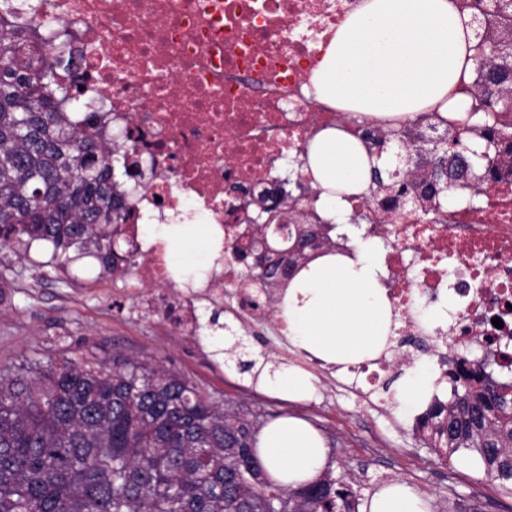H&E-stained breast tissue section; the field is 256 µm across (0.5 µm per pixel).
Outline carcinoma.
Masks as SVG:
<instances>
[{
    "label": "carcinoma",
    "mask_w": 512,
    "mask_h": 512,
    "mask_svg": "<svg viewBox=\"0 0 512 512\" xmlns=\"http://www.w3.org/2000/svg\"><path fill=\"white\" fill-rule=\"evenodd\" d=\"M485 6L464 148H454L448 130L410 138L403 122L366 129L369 156L382 158L396 141L407 160L403 168L373 167L365 199L438 212L479 199L498 165L512 162V131L499 118L512 113V52L490 55L493 46H512V0ZM0 9V244L45 242L59 263L94 258L103 272L123 274L130 254L114 243L129 217L126 186L138 163L127 162L118 141L109 147L94 126L77 124L82 98L61 82L73 61L64 29L13 18L11 0H0ZM313 193L308 184L288 196L285 262L255 263L272 239L270 225L256 218L253 248H228L269 305L292 272L335 245L333 225L306 203ZM467 362L448 371L453 398L432 400L417 429L441 458L475 452L485 474L512 491V380L485 366L468 370ZM258 432L257 416L218 405L159 366L115 357L110 365L36 359L1 368L0 512H357L355 494L330 469L314 487L266 476L248 457Z\"/></svg>",
    "instance_id": "obj_1"
}]
</instances>
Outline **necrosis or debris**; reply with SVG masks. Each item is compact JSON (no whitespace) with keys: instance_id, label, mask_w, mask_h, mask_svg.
<instances>
[{"instance_id":"1","label":"necrosis or debris","mask_w":512,"mask_h":512,"mask_svg":"<svg viewBox=\"0 0 512 512\" xmlns=\"http://www.w3.org/2000/svg\"><path fill=\"white\" fill-rule=\"evenodd\" d=\"M354 0H39L34 24L61 22L81 63L66 73L79 86L104 139L121 132L145 188L130 197L126 228L136 282L173 285L162 246L138 238L137 224L157 197L168 210L191 205L224 235L246 224L248 207L225 188L274 182L278 163L303 156L322 129L359 135L370 118L320 103L312 78L328 39ZM368 234L381 242L384 285L401 326L392 355L400 363L409 337L421 334L419 298L448 299L447 326L436 327L447 351L475 348L512 370V176L492 184L481 205L424 215L404 209L397 223L365 207ZM456 263L448 281L445 260ZM217 284L235 288L240 314L268 318L259 292L233 263Z\"/></svg>"}]
</instances>
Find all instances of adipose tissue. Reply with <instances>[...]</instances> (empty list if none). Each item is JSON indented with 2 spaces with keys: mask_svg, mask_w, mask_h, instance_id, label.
Listing matches in <instances>:
<instances>
[{
  "mask_svg": "<svg viewBox=\"0 0 512 512\" xmlns=\"http://www.w3.org/2000/svg\"><path fill=\"white\" fill-rule=\"evenodd\" d=\"M473 25L455 0H357L330 39L314 73V93L337 110L378 119H407L448 102L473 63ZM374 165L360 142L335 128L309 143L302 171L319 192L318 213L350 234V199L364 195ZM147 244L164 246L175 275H204L222 256L214 224H147ZM378 241L354 239L351 254L321 253L291 278L278 304L288 340L333 365L377 357L400 323L383 285ZM258 390L290 401L316 394L314 376L295 365L273 366L253 353ZM257 454L270 478L296 488L318 479L327 448L306 420L282 416L259 434ZM362 512H430L429 501L407 483L378 489Z\"/></svg>",
  "mask_w": 512,
  "mask_h": 512,
  "instance_id": "ef3b65f1",
  "label": "adipose tissue"
}]
</instances>
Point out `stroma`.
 Returning <instances> with one entry per match:
<instances>
[{
  "instance_id": "35a3bbf8",
  "label": "stroma",
  "mask_w": 512,
  "mask_h": 512,
  "mask_svg": "<svg viewBox=\"0 0 512 512\" xmlns=\"http://www.w3.org/2000/svg\"><path fill=\"white\" fill-rule=\"evenodd\" d=\"M51 255V248L39 244L28 251L18 245L0 249V368L34 358L108 362L116 355L157 364L186 377L212 401H232L241 412L261 414L264 422L289 410L307 418L326 440L335 476L359 500L400 480L429 497L431 512H448L457 498L480 503L484 512H512V492L488 478L473 453L462 450L442 459L417 435L415 414L400 408L393 389L406 366L383 371L381 386L373 388L292 348L277 316L263 323L236 318L234 288L200 285L192 295L136 288L132 275L100 273L91 259L55 269ZM163 298L196 314V335L183 334L164 316ZM216 311L246 348L313 374L315 398L292 406L258 391L248 374L217 354L218 333L210 326Z\"/></svg>"
}]
</instances>
